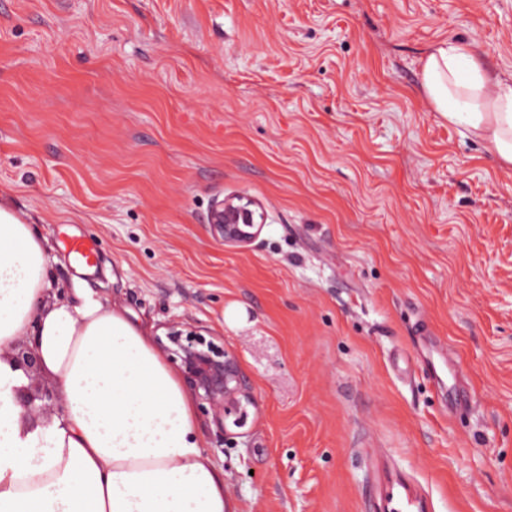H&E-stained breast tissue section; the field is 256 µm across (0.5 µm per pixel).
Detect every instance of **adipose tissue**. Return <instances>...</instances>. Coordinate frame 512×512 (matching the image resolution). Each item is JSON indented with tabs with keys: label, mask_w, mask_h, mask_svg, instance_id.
<instances>
[{
	"label": "adipose tissue",
	"mask_w": 512,
	"mask_h": 512,
	"mask_svg": "<svg viewBox=\"0 0 512 512\" xmlns=\"http://www.w3.org/2000/svg\"><path fill=\"white\" fill-rule=\"evenodd\" d=\"M420 91L512 169V76L471 44L444 42L423 59ZM49 261L47 239L0 206V512H233L150 326L87 292L42 305ZM24 336L65 405L33 426L16 400L27 378L9 358Z\"/></svg>",
	"instance_id": "ef3b65f1"
}]
</instances>
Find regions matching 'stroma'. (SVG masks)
Returning a JSON list of instances; mask_svg holds the SVG:
<instances>
[{
  "instance_id": "stroma-1",
  "label": "stroma",
  "mask_w": 512,
  "mask_h": 512,
  "mask_svg": "<svg viewBox=\"0 0 512 512\" xmlns=\"http://www.w3.org/2000/svg\"><path fill=\"white\" fill-rule=\"evenodd\" d=\"M444 41L512 74V0H0V204L44 303L223 340L255 404L195 424L239 512H384V473L512 512V170L420 93ZM235 194L244 248L209 225ZM211 227L224 244L244 248L250 245L263 227V215L257 204L244 195H234L217 204L211 213Z\"/></svg>"
}]
</instances>
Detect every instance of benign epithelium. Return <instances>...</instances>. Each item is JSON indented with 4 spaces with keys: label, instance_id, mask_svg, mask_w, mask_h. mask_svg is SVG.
<instances>
[{
    "label": "benign epithelium",
    "instance_id": "7a95c632",
    "mask_svg": "<svg viewBox=\"0 0 512 512\" xmlns=\"http://www.w3.org/2000/svg\"><path fill=\"white\" fill-rule=\"evenodd\" d=\"M263 215L257 204L244 195H234L217 204L211 213V227L224 244L244 248L262 229ZM157 342L169 355L186 389L199 401L202 409L224 437L226 418L243 412L253 398L237 357L214 338L206 337L185 324L173 321L165 327ZM10 359L16 368L31 379L42 369L35 348L19 341L12 345ZM23 408V419L36 423L40 416L63 408L58 391L39 385H28L16 393Z\"/></svg>",
    "mask_w": 512,
    "mask_h": 512
}]
</instances>
